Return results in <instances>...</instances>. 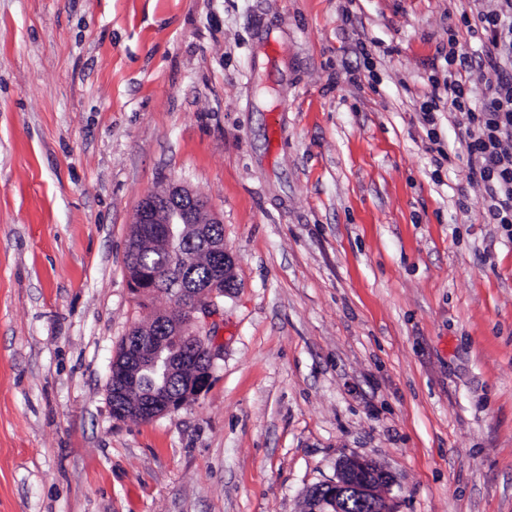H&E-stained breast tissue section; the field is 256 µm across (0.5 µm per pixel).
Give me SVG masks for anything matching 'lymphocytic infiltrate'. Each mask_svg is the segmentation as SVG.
Returning a JSON list of instances; mask_svg holds the SVG:
<instances>
[{"label": "lymphocytic infiltrate", "mask_w": 512, "mask_h": 512, "mask_svg": "<svg viewBox=\"0 0 512 512\" xmlns=\"http://www.w3.org/2000/svg\"><path fill=\"white\" fill-rule=\"evenodd\" d=\"M501 2L499 9L477 14L488 42L484 53H457V33L449 31L448 75L432 81L420 111L429 124L440 106L454 113L467 153V180L482 183L490 223L512 227V0ZM475 72L484 82L478 98L468 88Z\"/></svg>", "instance_id": "obj_1"}]
</instances>
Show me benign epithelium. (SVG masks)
I'll return each instance as SVG.
<instances>
[{"mask_svg":"<svg viewBox=\"0 0 512 512\" xmlns=\"http://www.w3.org/2000/svg\"><path fill=\"white\" fill-rule=\"evenodd\" d=\"M220 220L208 214V205L180 184L147 194L139 203L133 230L127 242L126 269L131 291L139 296L152 292L158 276L137 262V254L149 247L169 255L172 263L183 260L184 242L200 247L210 263V279L197 288L178 294L177 312L158 314L147 324L132 326L123 350L113 359L109 375V400L113 416L151 420L175 412L197 398L209 385L212 349L198 351L190 327L197 314L208 316L214 299L232 276L234 259L224 251V241L210 234L209 225ZM174 340L177 352L169 350ZM392 477L369 461L349 457L338 464L337 479L307 492L305 512H344L352 495L370 507V512H390L379 490L389 487Z\"/></svg>","mask_w":512,"mask_h":512,"instance_id":"7a95c632","label":"benign epithelium"}]
</instances>
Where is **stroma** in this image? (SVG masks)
Masks as SVG:
<instances>
[{
  "instance_id": "stroma-1",
  "label": "stroma",
  "mask_w": 512,
  "mask_h": 512,
  "mask_svg": "<svg viewBox=\"0 0 512 512\" xmlns=\"http://www.w3.org/2000/svg\"><path fill=\"white\" fill-rule=\"evenodd\" d=\"M498 0H0V512H304L361 457L392 512H512V229L419 107ZM180 183L236 286L174 413L115 419L139 201Z\"/></svg>"
}]
</instances>
